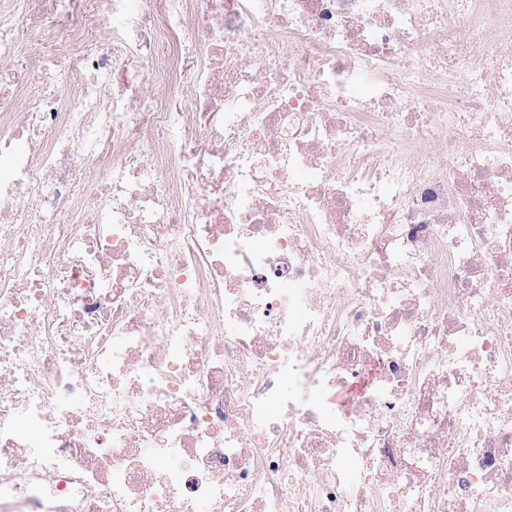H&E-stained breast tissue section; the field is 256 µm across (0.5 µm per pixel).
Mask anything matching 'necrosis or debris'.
<instances>
[{
	"mask_svg": "<svg viewBox=\"0 0 512 512\" xmlns=\"http://www.w3.org/2000/svg\"><path fill=\"white\" fill-rule=\"evenodd\" d=\"M0 512H512V0H0Z\"/></svg>",
	"mask_w": 512,
	"mask_h": 512,
	"instance_id": "1",
	"label": "necrosis or debris"
}]
</instances>
